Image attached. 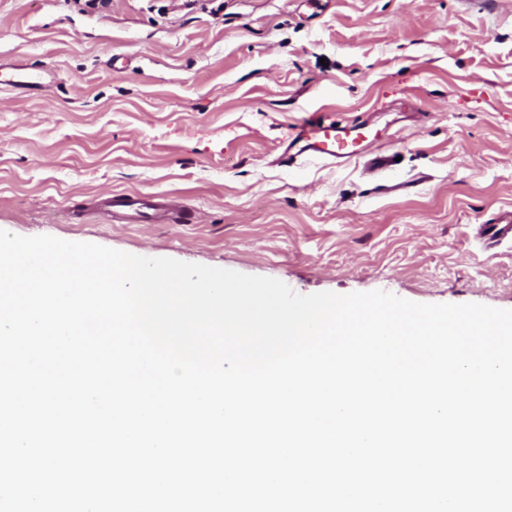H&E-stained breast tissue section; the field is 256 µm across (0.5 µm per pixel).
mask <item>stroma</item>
Masks as SVG:
<instances>
[{
  "label": "stroma",
  "instance_id": "obj_1",
  "mask_svg": "<svg viewBox=\"0 0 512 512\" xmlns=\"http://www.w3.org/2000/svg\"><path fill=\"white\" fill-rule=\"evenodd\" d=\"M0 59L56 74L0 94V230L512 309V242L477 235L512 208V0H0ZM314 116L382 130L399 165H283ZM104 191L202 221L110 224Z\"/></svg>",
  "mask_w": 512,
  "mask_h": 512
}]
</instances>
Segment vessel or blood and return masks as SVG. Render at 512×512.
<instances>
[{
  "label": "vessel or blood",
  "mask_w": 512,
  "mask_h": 512,
  "mask_svg": "<svg viewBox=\"0 0 512 512\" xmlns=\"http://www.w3.org/2000/svg\"><path fill=\"white\" fill-rule=\"evenodd\" d=\"M52 79L46 70L30 69L24 64L0 61V91L35 95L47 91ZM373 144L368 123L313 121L301 126L285 148L282 159L347 161L369 150ZM100 212L105 220L118 224H191L196 215L176 199L156 203L151 197L125 193H105ZM482 236L490 241L512 240V209L498 212L490 223L482 225Z\"/></svg>",
  "instance_id": "obj_1"
}]
</instances>
